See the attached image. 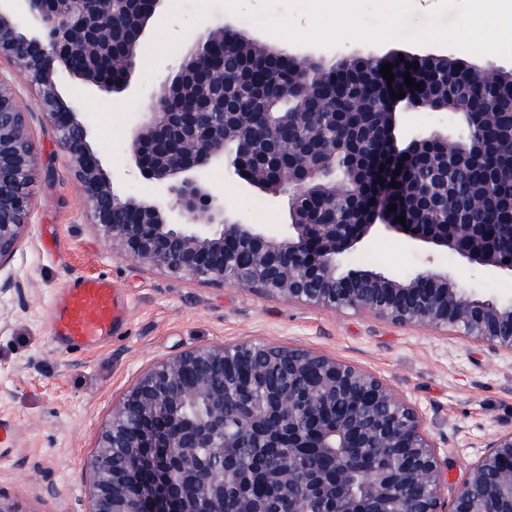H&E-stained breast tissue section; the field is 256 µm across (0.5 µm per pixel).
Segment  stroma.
<instances>
[{"label": "stroma", "instance_id": "stroma-1", "mask_svg": "<svg viewBox=\"0 0 512 512\" xmlns=\"http://www.w3.org/2000/svg\"><path fill=\"white\" fill-rule=\"evenodd\" d=\"M224 7L201 12L200 0H164L168 22H149L131 74L132 92L83 96L91 144L105 168L124 174L130 193L144 194L133 175L131 128L182 46L168 38L195 18L192 34L231 24L250 40L278 46L248 15ZM314 60L337 55L448 54L481 65L484 57L445 44L405 39L350 41L334 46L290 44ZM28 114L37 170L30 226L0 282L16 278L21 293L0 296V421L21 441L0 461V497L17 512H89L93 485L89 463L100 435L126 391L156 361L183 350L262 341L318 351L372 372L418 410L441 458L446 495H453L484 447L512 430V353L491 351L461 334L402 326L353 309L323 310L263 295L237 283L202 282L123 258L106 247L89 224L80 187L47 118L36 110L26 77L0 62ZM211 188L244 223H289L287 196L273 197L210 169ZM349 266L408 276L426 268L448 272L464 287L495 298L512 297V277L474 271L448 252L412 251L393 235L374 234L347 258ZM107 274L129 299L125 329L101 349L64 353L52 339L49 313L69 278Z\"/></svg>", "mask_w": 512, "mask_h": 512}]
</instances>
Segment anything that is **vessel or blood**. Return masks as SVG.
I'll list each match as a JSON object with an SVG mask.
<instances>
[{
	"instance_id": "vessel-or-blood-1",
	"label": "vessel or blood",
	"mask_w": 512,
	"mask_h": 512,
	"mask_svg": "<svg viewBox=\"0 0 512 512\" xmlns=\"http://www.w3.org/2000/svg\"><path fill=\"white\" fill-rule=\"evenodd\" d=\"M128 301L114 280L78 275L60 291L50 315L53 339L66 351H86L124 329Z\"/></svg>"
}]
</instances>
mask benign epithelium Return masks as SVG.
<instances>
[{
	"label": "benign epithelium",
	"instance_id": "7a95c632",
	"mask_svg": "<svg viewBox=\"0 0 512 512\" xmlns=\"http://www.w3.org/2000/svg\"><path fill=\"white\" fill-rule=\"evenodd\" d=\"M112 0H0V59L23 72L35 90L34 104L51 123L78 182L86 213L109 249L127 259L179 277L238 283L225 272L238 252L250 255L248 283L264 293L322 309H353L398 325L461 330L472 341L512 353V298L501 300L463 288L448 273L426 270L407 277L346 270L344 258L370 233L396 234L412 249L454 253L471 266L512 277V257L482 240L484 225L453 219L405 228L388 212L390 200L376 196L361 224H330L307 209L306 167L265 192L288 195L290 223L276 232L244 224L224 210L207 183V171L224 167L253 184L245 167L253 129L243 112L224 111V87L211 94L212 112H172L158 93L150 111L132 129V160L153 196L140 199L119 189L121 178L106 170L91 145L92 130L78 102L64 96L57 75L64 71L85 89L110 92L104 60L112 57V31L126 13ZM189 51L200 67L209 64L206 37ZM404 92L397 99L393 93ZM390 104L414 108L416 92L399 74L387 87ZM395 113L363 125L361 133L384 147L390 165L448 136L421 132L395 146ZM36 156L24 112L0 80V266L9 260L29 226ZM257 343L197 347L149 368L113 410L90 464L95 499L91 512H309L304 505L330 500L327 512H503L512 497V431L491 440L459 485L453 499L443 493L447 460L422 427L419 413L386 382L363 369L318 352L273 347L263 358ZM282 381L261 408L228 403L224 387H250L265 365ZM338 398L350 410L330 424L323 410ZM198 404L205 414L192 418ZM264 451L268 464L250 467L235 449ZM288 449L303 460L283 480L274 461ZM378 452L391 473L366 463ZM278 490L274 496H242L229 486Z\"/></svg>",
	"mask_w": 512,
	"mask_h": 512
}]
</instances>
